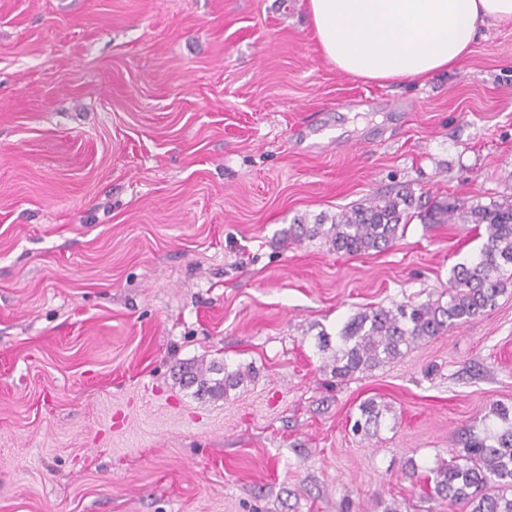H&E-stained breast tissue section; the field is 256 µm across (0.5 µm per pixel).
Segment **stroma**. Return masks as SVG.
Returning a JSON list of instances; mask_svg holds the SVG:
<instances>
[{
	"label": "stroma",
	"mask_w": 512,
	"mask_h": 512,
	"mask_svg": "<svg viewBox=\"0 0 512 512\" xmlns=\"http://www.w3.org/2000/svg\"><path fill=\"white\" fill-rule=\"evenodd\" d=\"M404 188L512 197V28L381 84L323 56L307 0H0V512H468L425 476L512 406V283L348 381L316 337L437 299L482 237L288 239ZM183 364L254 376L201 397ZM360 416L355 419L352 426L354 433L364 432L370 434L371 429L377 431L380 426L382 411L374 399L363 401L359 405Z\"/></svg>",
	"instance_id": "35a3bbf8"
}]
</instances>
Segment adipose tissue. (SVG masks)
<instances>
[{"label": "adipose tissue", "instance_id": "obj_1", "mask_svg": "<svg viewBox=\"0 0 512 512\" xmlns=\"http://www.w3.org/2000/svg\"><path fill=\"white\" fill-rule=\"evenodd\" d=\"M327 60L367 80H426L456 67L484 26H512V0H308Z\"/></svg>", "mask_w": 512, "mask_h": 512}]
</instances>
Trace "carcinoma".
I'll use <instances>...</instances> for the list:
<instances>
[{"mask_svg": "<svg viewBox=\"0 0 512 512\" xmlns=\"http://www.w3.org/2000/svg\"><path fill=\"white\" fill-rule=\"evenodd\" d=\"M411 192H398L369 205L344 212L329 228L318 223L292 224L288 238L300 242L324 234L338 252L361 255L382 251L397 238L414 216L425 224L460 220L483 230L485 242L477 261L458 264L448 279V300H428L416 305L369 308L354 314L338 340L318 337V349L329 355L336 378L344 380L373 371L402 358L422 340L443 336L493 310L505 291L504 271L512 269V200L470 205L465 199L434 202L426 211L411 213ZM252 367L224 369L221 379H209L201 369L186 368L181 376L187 387L213 396H224L251 377ZM360 416L352 430L370 433L380 426L382 411L373 399L359 405ZM494 421L481 432L461 434V449L452 464L429 470L433 495L448 504L462 503L471 512H512V410L496 404L488 412Z\"/></svg>", "mask_w": 512, "mask_h": 512, "instance_id": "obj_1", "label": "carcinoma"}]
</instances>
